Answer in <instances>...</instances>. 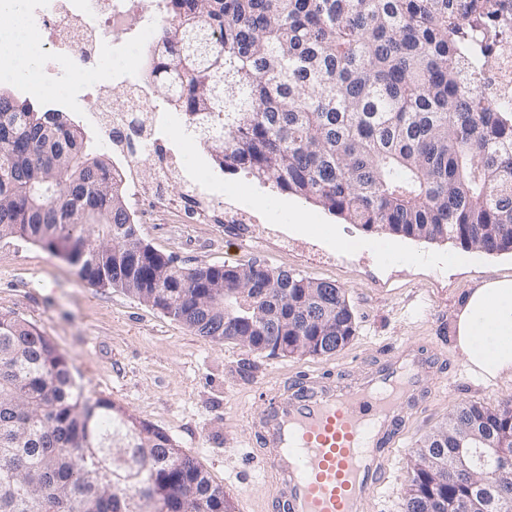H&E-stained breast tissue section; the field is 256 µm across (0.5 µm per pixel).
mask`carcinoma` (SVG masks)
I'll return each instance as SVG.
<instances>
[{
	"label": "carcinoma",
	"instance_id": "cac0c4a2",
	"mask_svg": "<svg viewBox=\"0 0 512 512\" xmlns=\"http://www.w3.org/2000/svg\"><path fill=\"white\" fill-rule=\"evenodd\" d=\"M164 10L172 23L153 86L221 169L367 231L512 253V99L477 85L512 38V0H164ZM133 225L121 181L63 113L0 98L3 235L69 255L91 285L127 283L199 336L293 345L329 334L344 346L355 336L335 284L313 301L310 278L257 260L204 274L149 245L134 258ZM204 276L224 281L218 317L197 286ZM451 414L512 453V398ZM170 443L86 397L47 336L0 314V512H134L147 481L167 512H235L224 487L190 453L173 458ZM454 450L441 428L411 450L404 512H512V475L474 477L449 464Z\"/></svg>",
	"mask_w": 512,
	"mask_h": 512
}]
</instances>
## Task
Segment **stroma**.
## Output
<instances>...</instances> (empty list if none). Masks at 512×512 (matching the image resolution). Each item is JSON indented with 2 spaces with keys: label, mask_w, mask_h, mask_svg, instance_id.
<instances>
[{
  "label": "stroma",
  "mask_w": 512,
  "mask_h": 512,
  "mask_svg": "<svg viewBox=\"0 0 512 512\" xmlns=\"http://www.w3.org/2000/svg\"><path fill=\"white\" fill-rule=\"evenodd\" d=\"M167 148L196 150L198 164L224 184L255 187L245 173L222 171L200 143L179 134ZM296 206L332 226L335 240L260 216L255 224H198L172 213L151 212L138 223L140 237L183 268L245 264L253 260L343 288L357 331L341 350L324 355L270 356L234 342L204 338L124 290L81 280L61 257L17 238L0 239V313L36 325L68 359L77 384L90 398H104L166 433L223 485L236 512L264 505L270 483L260 459L243 462L255 447V421L274 386L287 377L326 373L349 380L358 365H371L405 345L422 346L440 367L431 375L433 396L414 412L405 430L409 446L446 421L463 402L493 405L512 397V374L482 382L465 365L456 321L481 280L512 278V254H480L479 265L451 266L453 242L399 238L402 257L383 258V235L364 230L296 199ZM254 362L251 379L238 367Z\"/></svg>",
  "instance_id": "35a3bbf8"
}]
</instances>
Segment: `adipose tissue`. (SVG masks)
I'll return each instance as SVG.
<instances>
[{
    "mask_svg": "<svg viewBox=\"0 0 512 512\" xmlns=\"http://www.w3.org/2000/svg\"><path fill=\"white\" fill-rule=\"evenodd\" d=\"M31 35L20 14L0 24V55L12 65L0 73L14 80L30 66ZM458 345L472 372L493 378L512 369V279H487L468 296L457 321Z\"/></svg>",
    "mask_w": 512,
    "mask_h": 512,
    "instance_id": "obj_1",
    "label": "adipose tissue"
}]
</instances>
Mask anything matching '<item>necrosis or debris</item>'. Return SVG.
Masks as SVG:
<instances>
[{"label":"necrosis or debris","mask_w":512,"mask_h":512,"mask_svg":"<svg viewBox=\"0 0 512 512\" xmlns=\"http://www.w3.org/2000/svg\"><path fill=\"white\" fill-rule=\"evenodd\" d=\"M139 11L140 26L136 31L124 29L131 11ZM28 25L43 30L41 54L50 58H64L73 51H81L83 60L99 59V68H85L72 79L58 81L55 67H48V76L38 79V67H31L22 82L27 88L64 84L66 98L83 101L100 99L111 84H125L139 91L134 97L133 111L148 115L143 125L131 126L133 112H106L96 108L84 119L89 126L104 134L102 146L122 159L119 175L132 206L144 200H153L155 207L175 213H190L193 221L211 224L216 220V199L203 188L201 180L188 177L183 156L163 148L160 128H184L182 112L157 106L143 91L149 83L146 72L129 73L115 67L116 59L128 52L148 54L157 33L159 10L149 7L145 0H29L24 6ZM150 157L154 169L152 179L139 175L143 157ZM184 183L183 192L176 197L168 195L170 181Z\"/></svg>","instance_id":"1"}]
</instances>
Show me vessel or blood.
<instances>
[{"label":"vessel or blood","instance_id":"obj_1","mask_svg":"<svg viewBox=\"0 0 512 512\" xmlns=\"http://www.w3.org/2000/svg\"><path fill=\"white\" fill-rule=\"evenodd\" d=\"M429 367L405 347L355 382L308 373L278 387L257 424L271 512H368L381 503L406 421L431 396Z\"/></svg>","mask_w":512,"mask_h":512}]
</instances>
